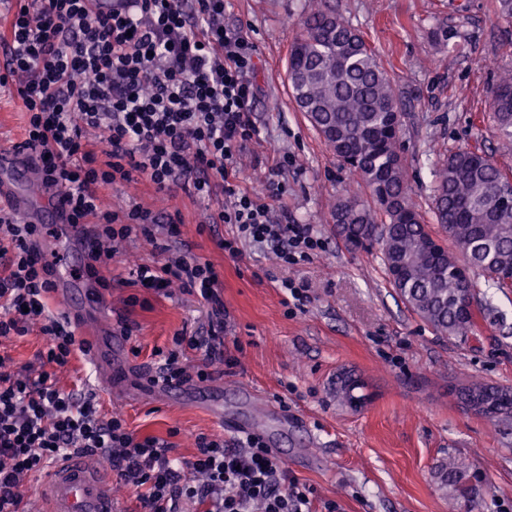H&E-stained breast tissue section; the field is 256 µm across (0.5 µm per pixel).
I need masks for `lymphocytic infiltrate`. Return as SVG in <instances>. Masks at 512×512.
Returning a JSON list of instances; mask_svg holds the SVG:
<instances>
[{
	"mask_svg": "<svg viewBox=\"0 0 512 512\" xmlns=\"http://www.w3.org/2000/svg\"><path fill=\"white\" fill-rule=\"evenodd\" d=\"M0 26V85L15 82L28 116L23 146L39 158L44 187L61 197L75 232L95 246L88 275L112 280L108 243L137 235L157 262L130 269L127 282L161 297L172 284L207 304V324L180 333L160 352L158 376L206 381V368L184 364L187 351L224 356V302L219 273L181 240V220L137 202L115 209L105 191L145 182L155 191L183 189L198 200L224 192L211 223L231 224L239 242L270 248L295 265L323 246L313 225L296 222L283 202L288 169L280 155L263 191L241 188L237 157L259 137L251 115L257 97L256 53L242 28L224 24V0H126L105 16L91 0H17ZM102 132L101 149L90 132ZM45 225L0 208V339L35 330L47 342L34 363L0 353V512H29L28 476L89 450L112 465L119 483L138 490L143 512H312L309 491L263 438L238 447L198 435L192 458L170 457V444L130 430L117 412L103 414L95 395L61 386L56 371L76 353L75 332L48 310L55 270L38 249Z\"/></svg>",
	"mask_w": 512,
	"mask_h": 512,
	"instance_id": "1",
	"label": "lymphocytic infiltrate"
}]
</instances>
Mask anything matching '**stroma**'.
I'll use <instances>...</instances> for the list:
<instances>
[{
  "mask_svg": "<svg viewBox=\"0 0 512 512\" xmlns=\"http://www.w3.org/2000/svg\"><path fill=\"white\" fill-rule=\"evenodd\" d=\"M309 0H224V23L244 26L257 48L259 87L252 119L260 131L237 160L240 184L262 189L279 154H288L284 201L299 223L314 225L325 247L294 267L270 250L220 247L235 237L231 224L206 217L218 200L203 203L183 190L158 193L147 184L117 185L113 207L134 200L160 213H179L184 239L220 274L227 314L224 354L211 385L224 390V412L249 407L241 388L262 391L288 418L273 450L284 451L290 474L312 491L315 512H512V417L476 416L448 393L452 383L478 381L512 391V288L489 287L474 272L486 310L465 336L440 333L401 299L389 282L380 247L352 248L330 218L352 176L299 112L289 93L288 48ZM357 29L389 72L400 102L401 143L411 197L431 213L436 172L448 151L481 147L512 169L488 117V95L512 71V25L498 19L496 0H322ZM13 87L0 88V147L23 138L27 115ZM308 282L304 310L287 307L281 278ZM130 287L104 290L100 323L128 317L138 328L127 340L134 363L117 371L111 391L98 387L92 364L81 359L59 369L67 389H94L103 413L123 414L130 429L169 439L173 457L191 458L204 433L233 444L239 433L204 408L154 395L141 368H155L157 350L175 333L194 331L206 309L187 294L151 297L149 308L126 305ZM358 379L367 402L343 404L336 383ZM455 461L468 479L467 496L445 488L441 475Z\"/></svg>",
  "mask_w": 512,
  "mask_h": 512,
  "instance_id": "35a3bbf8",
  "label": "stroma"
}]
</instances>
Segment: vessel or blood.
<instances>
[{
	"instance_id": "b4317fda",
	"label": "vessel or blood",
	"mask_w": 512,
	"mask_h": 512,
	"mask_svg": "<svg viewBox=\"0 0 512 512\" xmlns=\"http://www.w3.org/2000/svg\"><path fill=\"white\" fill-rule=\"evenodd\" d=\"M38 161L28 150L0 149V200H8L12 211L29 222L65 223L67 213L60 200H44L37 179ZM55 294L71 317L102 308L104 300L93 284L83 279L77 267L58 273ZM92 362L99 368V383L112 385V359L124 354L119 338L111 330L97 327L87 338ZM159 390L175 400H194L206 405L216 419L224 417V393L219 389H197L177 383H159ZM42 492L46 512H114L112 481L106 469L81 452L54 464Z\"/></svg>"
}]
</instances>
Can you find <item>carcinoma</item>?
<instances>
[{
    "label": "carcinoma",
    "mask_w": 512,
    "mask_h": 512,
    "mask_svg": "<svg viewBox=\"0 0 512 512\" xmlns=\"http://www.w3.org/2000/svg\"><path fill=\"white\" fill-rule=\"evenodd\" d=\"M288 50L287 76L299 111L371 202L357 195L336 198L335 224H353L350 246H381L386 271L401 264L392 283L405 303L435 329L465 335L484 307L476 283L459 274V258L487 274L495 288H512V202L496 201L512 171L483 163L477 146L459 148L442 161L433 189V219L448 234V250L413 203L400 131L391 114L400 111L393 80L363 36L318 0L298 21ZM489 118L502 144L512 149V74L490 91ZM471 399L512 412V392L474 383ZM462 475L448 464L442 482L465 494Z\"/></svg>",
    "instance_id": "cac0c4a2"
}]
</instances>
